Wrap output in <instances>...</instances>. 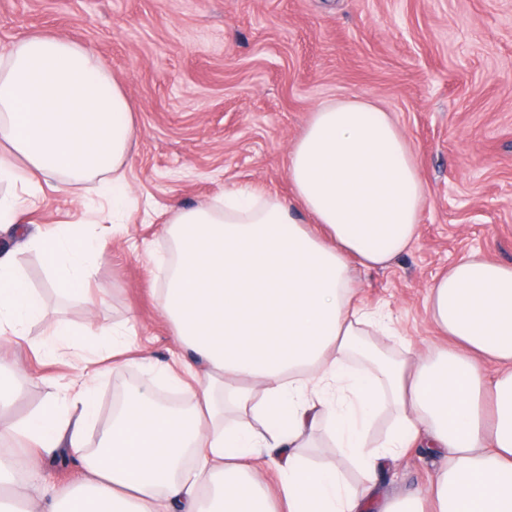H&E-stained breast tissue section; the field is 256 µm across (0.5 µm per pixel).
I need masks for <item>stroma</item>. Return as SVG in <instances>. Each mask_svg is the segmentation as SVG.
Listing matches in <instances>:
<instances>
[{"instance_id": "obj_1", "label": "stroma", "mask_w": 512, "mask_h": 512, "mask_svg": "<svg viewBox=\"0 0 512 512\" xmlns=\"http://www.w3.org/2000/svg\"><path fill=\"white\" fill-rule=\"evenodd\" d=\"M32 33L91 48L126 92L135 139L128 198L113 214L94 184L43 187L28 231L65 225L109 237L90 308L62 297L42 257L17 254L28 288L71 324L62 363L28 345L0 343L19 359V392L0 422H20L61 396L57 374H80L108 348L86 324L133 323L132 350L101 378L87 444L112 424L118 388L153 379L178 355L158 293L165 233L178 210L248 187L288 197V152L317 105L363 97L393 113L424 178L428 201L412 247L385 268L358 269L363 307L382 308L396 334L380 346L437 347L427 291L462 253L512 264V0H0V52ZM440 456L412 448L378 474L377 498L426 491Z\"/></svg>"}]
</instances>
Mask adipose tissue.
I'll return each mask as SVG.
<instances>
[{
	"mask_svg": "<svg viewBox=\"0 0 512 512\" xmlns=\"http://www.w3.org/2000/svg\"><path fill=\"white\" fill-rule=\"evenodd\" d=\"M134 139L124 89L90 49L30 34L0 54V223L23 232L42 184L64 193L98 181L120 206ZM289 200L236 188L223 205L179 211L177 253L160 290L164 317L185 348L168 383L190 391L183 409L157 405L150 385L130 388L96 450L86 448L93 383L131 345L112 333L108 356L90 358L63 405L51 404L0 438L20 458H0V486L23 482L41 459L67 449L81 468L71 487L0 497V512H270L257 461H274L287 512H424L423 497L375 501L378 471L407 449L445 459L427 498L433 512H512V265L461 255L428 288L431 321L452 349L404 357L366 341L383 314L358 305L356 268L391 264L418 235L423 177L390 113L351 99L320 105L288 154ZM57 293L95 307L91 283L108 247L61 226L28 238ZM45 321L41 350L59 354L70 324L46 320L11 253L0 255V335L24 340ZM238 418L225 426L224 411ZM396 425L379 444L375 418ZM359 466L352 493L338 470L310 465L311 435Z\"/></svg>",
	"mask_w": 512,
	"mask_h": 512,
	"instance_id": "adipose-tissue-1",
	"label": "adipose tissue"
}]
</instances>
